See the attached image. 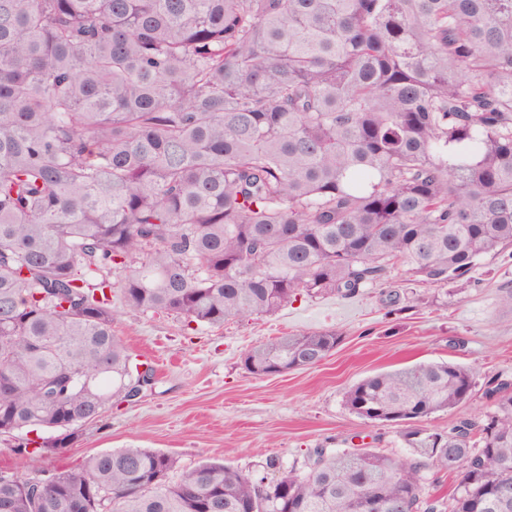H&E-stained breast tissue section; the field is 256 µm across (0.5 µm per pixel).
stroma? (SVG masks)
I'll return each mask as SVG.
<instances>
[{"label":"stroma","mask_w":512,"mask_h":512,"mask_svg":"<svg viewBox=\"0 0 512 512\" xmlns=\"http://www.w3.org/2000/svg\"><path fill=\"white\" fill-rule=\"evenodd\" d=\"M507 287L512 253L505 251L482 258L444 289L413 281L400 264L384 283L354 297H300L274 315L221 327L189 330L171 315L118 310L112 328L153 366L152 391L82 426L65 456L35 463L0 444V468L26 476L36 467L74 466L100 451L138 446L172 455L184 468L221 460L271 478L305 468L317 448L405 455L399 427L358 418L345 404L347 389L381 371L451 362L472 370L473 395L433 414L427 427L444 430L461 416L481 418L493 407L485 394L490 380H512V310L498 303ZM315 331L342 336L316 366L264 378L242 366L254 346Z\"/></svg>","instance_id":"35a3bbf8"}]
</instances>
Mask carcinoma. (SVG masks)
I'll use <instances>...</instances> for the list:
<instances>
[{"instance_id": "cac0c4a2", "label": "carcinoma", "mask_w": 512, "mask_h": 512, "mask_svg": "<svg viewBox=\"0 0 512 512\" xmlns=\"http://www.w3.org/2000/svg\"><path fill=\"white\" fill-rule=\"evenodd\" d=\"M512 246V0H0V437L37 462L153 369L123 308L220 327L299 295L342 298L399 263L445 287ZM117 275L112 280L110 274ZM336 331L252 348L266 377L312 367ZM512 383L493 410L449 362L345 393L408 448H316L275 478L145 448L31 484L0 512H512ZM458 478L448 504L428 474Z\"/></svg>"}]
</instances>
